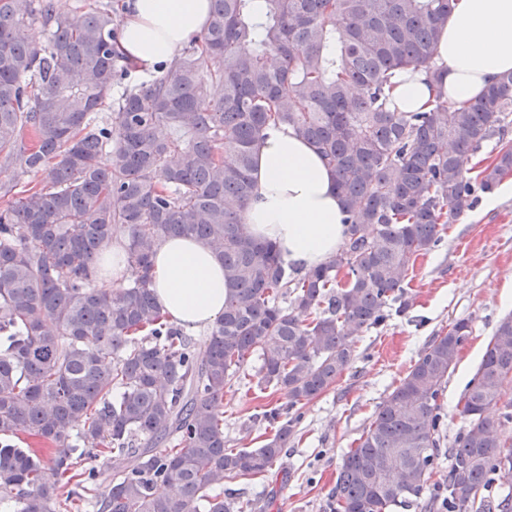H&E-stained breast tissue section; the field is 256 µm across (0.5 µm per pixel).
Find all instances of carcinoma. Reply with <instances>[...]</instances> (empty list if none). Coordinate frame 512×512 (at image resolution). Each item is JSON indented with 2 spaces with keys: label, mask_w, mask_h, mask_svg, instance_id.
Masks as SVG:
<instances>
[{
  "label": "carcinoma",
  "mask_w": 512,
  "mask_h": 512,
  "mask_svg": "<svg viewBox=\"0 0 512 512\" xmlns=\"http://www.w3.org/2000/svg\"><path fill=\"white\" fill-rule=\"evenodd\" d=\"M450 3L212 0L177 64L126 86L97 124L132 69L120 19L0 0V158L40 176L0 185V506L72 512L55 489L76 478L98 484L96 512H251L224 482L272 470L302 406L358 358L356 338L406 310L417 258L512 173V71L459 108L441 96L426 112L390 107L396 71L432 69ZM35 20L50 31L43 46L26 36ZM271 124L320 149L346 213L344 247L302 276L242 224ZM495 137L494 159L470 176ZM117 234L130 283L113 289L88 270ZM170 237L224 261V313L201 347L155 301L151 257ZM469 336L459 320L432 337L376 407L342 456L329 512H512V493L487 494L512 485V434L499 432L512 423V314L465 387L466 425L440 474L445 384ZM258 351L256 386L288 403L264 412L265 444L228 448L224 389ZM20 434L54 452L17 447Z\"/></svg>",
  "instance_id": "cac0c4a2"
}]
</instances>
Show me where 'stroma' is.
Segmentation results:
<instances>
[{
    "label": "stroma",
    "mask_w": 512,
    "mask_h": 512,
    "mask_svg": "<svg viewBox=\"0 0 512 512\" xmlns=\"http://www.w3.org/2000/svg\"><path fill=\"white\" fill-rule=\"evenodd\" d=\"M410 307L359 336L358 359L337 385L307 403L304 418L267 477L227 481L256 512H328L336 468L369 424L376 406L417 360L433 336L456 321L471 327L445 385V441L463 430L458 403L474 375L497 321L512 314V193L494 206L476 204L419 258L409 285ZM285 393L259 390L242 380L224 392V437L231 448H257L265 440V410L287 403Z\"/></svg>",
    "instance_id": "stroma-1"
}]
</instances>
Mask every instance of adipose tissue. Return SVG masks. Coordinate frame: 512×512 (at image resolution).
Returning <instances> with one entry per match:
<instances>
[{
	"instance_id": "1",
	"label": "adipose tissue",
	"mask_w": 512,
	"mask_h": 512,
	"mask_svg": "<svg viewBox=\"0 0 512 512\" xmlns=\"http://www.w3.org/2000/svg\"><path fill=\"white\" fill-rule=\"evenodd\" d=\"M210 0H123L119 48L139 69L162 72L186 43L207 28ZM512 71V0H455L432 69H402L390 92L405 112H423L437 95L459 106ZM255 191L243 224L271 241L288 266L310 270L343 246L346 227L336 174L317 149L285 125L267 127L255 149ZM123 241L111 242L91 268L94 280L116 288L129 271ZM152 281L162 313L187 329L208 326L224 312V266L205 244L178 237L153 257Z\"/></svg>"
}]
</instances>
